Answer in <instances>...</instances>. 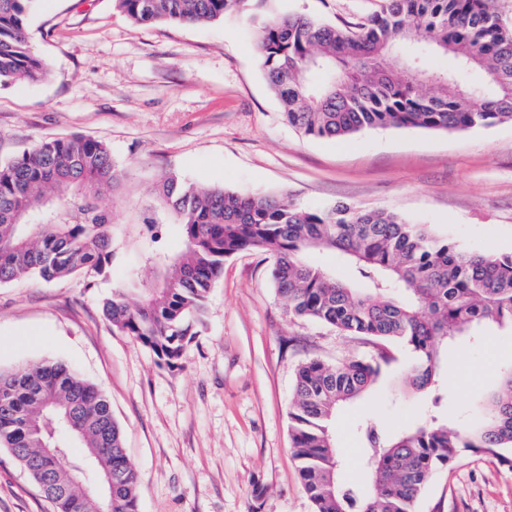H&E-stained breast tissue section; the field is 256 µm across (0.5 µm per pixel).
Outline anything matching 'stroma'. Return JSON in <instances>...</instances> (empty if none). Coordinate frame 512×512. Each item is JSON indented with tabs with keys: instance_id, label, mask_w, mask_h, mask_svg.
<instances>
[{
	"instance_id": "obj_1",
	"label": "stroma",
	"mask_w": 512,
	"mask_h": 512,
	"mask_svg": "<svg viewBox=\"0 0 512 512\" xmlns=\"http://www.w3.org/2000/svg\"><path fill=\"white\" fill-rule=\"evenodd\" d=\"M382 0H273L272 11L332 25L365 22ZM48 77L0 86V160L54 136L106 142L122 189L102 196L114 231L101 274L0 286V369L64 363L109 399L139 478V512H312L290 450L289 414L299 364L368 355L365 339L289 318L258 251L224 262L204 323L182 364L158 363L114 330L101 307L128 272L154 273L125 237L162 173L247 194H285L312 210L339 204L396 213L470 252H512V122L463 131L378 128L319 140L288 126L270 89L246 15L207 25L139 24L113 0H43L27 22ZM30 330L44 343H27ZM459 337L448 348L445 419L469 417L477 396L512 363V343ZM374 398L338 418L342 479L366 483L356 427L417 419L398 352ZM0 512H53L0 447ZM417 512H512V471L486 456L438 470Z\"/></svg>"
}]
</instances>
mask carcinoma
<instances>
[{"label":"carcinoma","mask_w":512,"mask_h":512,"mask_svg":"<svg viewBox=\"0 0 512 512\" xmlns=\"http://www.w3.org/2000/svg\"><path fill=\"white\" fill-rule=\"evenodd\" d=\"M41 0H0V85L48 76L28 47L27 21ZM141 24H207L245 11L259 33L270 88L288 125L323 139L371 128L465 130L512 120V27L492 0H385L355 27L298 14L271 16L267 0H114ZM447 58L431 71L426 56ZM480 72V81L472 79ZM123 170L110 147L87 137H51L0 161V286L25 276L50 281L112 264V224L99 198L117 192ZM137 229L150 284L129 282L102 303L112 327L170 368L181 365L203 324L224 261L267 254L288 316L361 336L368 356L334 364L311 359L297 371L289 413L293 455L314 512H416L440 468L466 454L512 470V367L477 402L476 418L451 426L435 415L447 399L445 339L477 325L512 335V252L470 253L422 224L339 204L307 209L286 195L252 196L200 187L177 173L153 188ZM176 225L185 249L162 246ZM335 253L341 277L310 262ZM403 348L405 383L423 399L425 420L388 430L371 417L357 432L370 485L340 481L337 413L366 399ZM29 471L56 512H138L137 476L106 396L56 362L0 371V447ZM83 448L75 456L72 448ZM112 476V487L106 486Z\"/></svg>","instance_id":"cac0c4a2"}]
</instances>
